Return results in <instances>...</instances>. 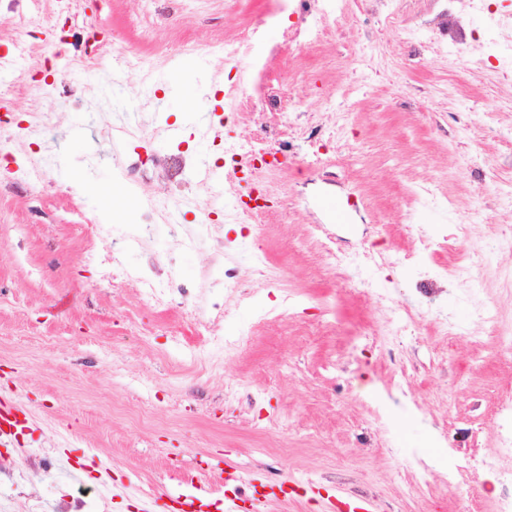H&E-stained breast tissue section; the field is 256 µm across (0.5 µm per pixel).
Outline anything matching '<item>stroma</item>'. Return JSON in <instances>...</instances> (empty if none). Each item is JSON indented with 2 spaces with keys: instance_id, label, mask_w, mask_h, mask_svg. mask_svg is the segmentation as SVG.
I'll use <instances>...</instances> for the list:
<instances>
[{
  "instance_id": "stroma-1",
  "label": "stroma",
  "mask_w": 512,
  "mask_h": 512,
  "mask_svg": "<svg viewBox=\"0 0 512 512\" xmlns=\"http://www.w3.org/2000/svg\"><path fill=\"white\" fill-rule=\"evenodd\" d=\"M434 14L433 0H104L80 12L113 53L143 64L74 75L56 43L69 94L19 99L43 122L18 146L27 191L0 192V385L29 429L0 444V465L25 475L18 486L0 479V512H55L67 494L90 495L89 512H145L148 492L219 480L231 462L253 488L303 483L263 512H332L340 500L370 502V512H475L501 493L480 464L449 492L439 459L451 448L494 457L493 410L512 387V352L472 342L483 301L512 327V250L499 244L512 230V199L499 193L512 184V82L493 71L494 47L460 58L422 33ZM187 43L198 63L182 72ZM47 53L0 11V55L11 62L0 88L44 72ZM311 126L324 132L316 152ZM120 127L126 136L109 141ZM281 131V163L259 177L223 164L225 150ZM178 152L188 165L172 182L162 165ZM132 154L147 177L125 191ZM428 179L431 197L417 198ZM255 181L272 205L252 232L235 204ZM106 184L121 189L104 227L111 241L167 202L171 221L122 261L160 274L173 265L188 305L148 302L136 282H108L83 261L81 227L107 208L97 192ZM336 198L341 222L323 206ZM207 216L211 234L176 244L172 223ZM450 227L465 230L461 250L430 261L480 255L474 291L424 282L406 259ZM317 228L351 256L347 267L319 263ZM258 239L281 287L253 271ZM226 266L240 270V287H225ZM289 290L307 310L288 309ZM216 300L224 316L211 342L194 319ZM395 309L415 318L402 336L389 323ZM439 313L456 335H438ZM246 330L247 346L225 351L223 337ZM142 401L148 430L113 412Z\"/></svg>"
}]
</instances>
